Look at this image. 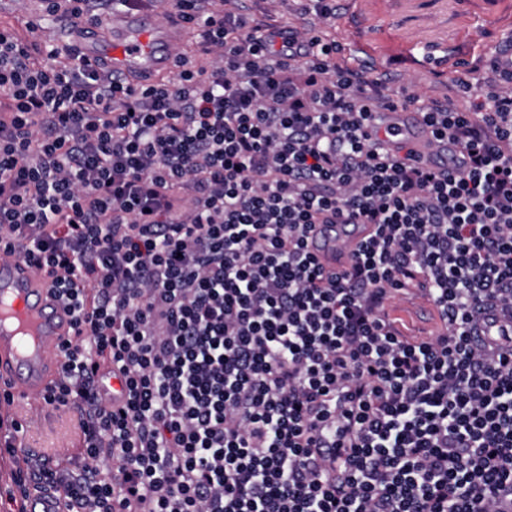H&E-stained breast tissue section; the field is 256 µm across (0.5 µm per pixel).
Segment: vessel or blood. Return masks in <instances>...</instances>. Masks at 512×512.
<instances>
[{
	"instance_id": "b4317fda",
	"label": "vessel or blood",
	"mask_w": 512,
	"mask_h": 512,
	"mask_svg": "<svg viewBox=\"0 0 512 512\" xmlns=\"http://www.w3.org/2000/svg\"><path fill=\"white\" fill-rule=\"evenodd\" d=\"M108 34L97 25L83 23L79 31L82 56L94 67L114 77L141 85L154 82L170 70L177 58L184 30L178 24H162L149 9L130 0L112 12ZM361 238L355 224H319L309 239L311 252L321 258L348 254ZM19 303L23 315L32 318L37 344H28L15 325H0V391L23 400L43 393L58 371L53 356L72 333L71 316L59 302L48 279L30 262L0 253V304ZM21 512H65L64 493L43 487L19 502Z\"/></svg>"
}]
</instances>
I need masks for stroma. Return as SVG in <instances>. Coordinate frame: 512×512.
I'll return each mask as SVG.
<instances>
[{
  "instance_id": "1",
  "label": "stroma",
  "mask_w": 512,
  "mask_h": 512,
  "mask_svg": "<svg viewBox=\"0 0 512 512\" xmlns=\"http://www.w3.org/2000/svg\"><path fill=\"white\" fill-rule=\"evenodd\" d=\"M244 6L251 20L324 31L344 48L339 65L367 70L424 104L483 74L493 49L512 34V0H336L328 19L299 13L284 0ZM1 25L41 43L75 42L69 17L46 15L41 0H0ZM25 410L27 439L56 449L57 465H66L79 438L75 414L32 398Z\"/></svg>"
}]
</instances>
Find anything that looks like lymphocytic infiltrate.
I'll use <instances>...</instances> for the list:
<instances>
[{"mask_svg":"<svg viewBox=\"0 0 512 512\" xmlns=\"http://www.w3.org/2000/svg\"><path fill=\"white\" fill-rule=\"evenodd\" d=\"M170 6L216 56L174 84L0 27V248L71 313L40 401L82 415L69 467L25 468L72 512H503L512 63L471 112L395 100L318 32ZM410 108L454 169L382 138ZM319 224L361 226L345 266ZM406 290L427 336L389 314Z\"/></svg>","mask_w":512,"mask_h":512,"instance_id":"1","label":"lymphocytic infiltrate"}]
</instances>
